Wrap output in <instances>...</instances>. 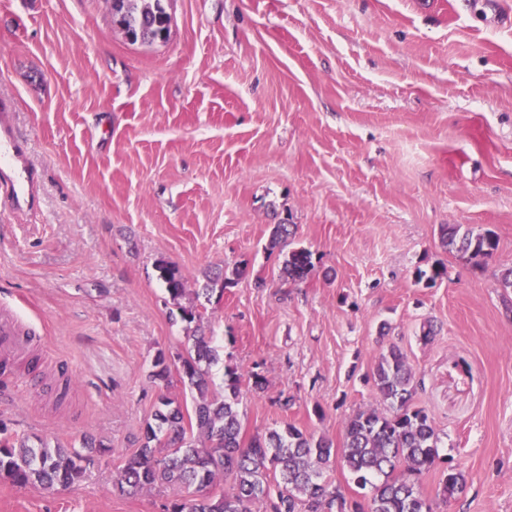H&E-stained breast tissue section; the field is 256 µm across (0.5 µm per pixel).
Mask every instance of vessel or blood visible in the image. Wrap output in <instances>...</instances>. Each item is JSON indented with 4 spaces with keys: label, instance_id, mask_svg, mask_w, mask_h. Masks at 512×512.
Segmentation results:
<instances>
[{
    "label": "vessel or blood",
    "instance_id": "vessel-or-blood-1",
    "mask_svg": "<svg viewBox=\"0 0 512 512\" xmlns=\"http://www.w3.org/2000/svg\"><path fill=\"white\" fill-rule=\"evenodd\" d=\"M0 185L7 187L10 204L30 208L37 205L36 173L8 111L0 113ZM23 334V325L14 313L0 312V353L16 350Z\"/></svg>",
    "mask_w": 512,
    "mask_h": 512
}]
</instances>
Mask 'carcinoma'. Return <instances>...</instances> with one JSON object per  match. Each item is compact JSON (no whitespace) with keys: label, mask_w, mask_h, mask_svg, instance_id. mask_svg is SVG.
Masks as SVG:
<instances>
[{"label":"carcinoma","mask_w":512,"mask_h":512,"mask_svg":"<svg viewBox=\"0 0 512 512\" xmlns=\"http://www.w3.org/2000/svg\"><path fill=\"white\" fill-rule=\"evenodd\" d=\"M113 15L134 43H152L169 33L171 18L163 0H117ZM441 238L450 249L477 263L491 258L497 249L491 234L476 233L463 224L443 225ZM312 267L311 252L296 248L289 252L284 270L289 279L300 281ZM157 269L181 321L195 324L192 346L178 371V381L194 393L192 407L168 395L159 396L136 451L115 468V488L137 493L156 487L177 491L196 487V497L177 494L165 505V512H259L255 505L268 500L272 512H296L300 502L307 512H362L357 503L347 507L329 477L332 460L337 459L359 489L369 490L368 512H433L420 479L442 463L438 437L429 415L411 407L416 384L400 348L390 347L373 372L376 394L392 413L363 410L350 416L342 448L335 449L326 438L306 435L292 424L257 436L244 446L237 408L241 385L246 378L261 390L263 377L257 372L246 377L227 367L224 385L212 382L210 367L218 361V349L213 337L201 332L202 315L196 307L181 303L185 277L162 259ZM230 285L218 271L206 276V284L195 296L209 299L214 291L222 294ZM170 374L166 353L157 351L149 378L169 387L173 385ZM93 452L110 456L113 449L86 437L80 450L53 444L46 437L35 445L12 437L0 422L1 482L37 485L47 492L71 488L94 463ZM272 473L281 476L274 486L268 480ZM219 478L231 481L230 491L220 496L205 493ZM464 488L463 474L451 469L440 480L436 496L446 501Z\"/></svg>","instance_id":"carcinoma-1"}]
</instances>
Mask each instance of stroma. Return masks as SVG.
<instances>
[{
	"label": "stroma",
	"instance_id": "1",
	"mask_svg": "<svg viewBox=\"0 0 512 512\" xmlns=\"http://www.w3.org/2000/svg\"><path fill=\"white\" fill-rule=\"evenodd\" d=\"M167 41L130 43L107 0H0V100L40 175L0 210V310L30 337L0 356V420L90 436L116 455L161 393L157 350L189 330L157 260L233 283L201 326L243 391L242 439L292 424L341 447L387 412L373 385L398 346L439 454L466 478L434 512H512V0H167ZM295 225L271 246L273 225ZM445 224L497 241L475 264ZM314 268L291 281L290 247ZM442 278L425 280L433 268ZM100 463L56 494L0 482V512H164L171 489L113 490Z\"/></svg>",
	"mask_w": 512,
	"mask_h": 512
}]
</instances>
